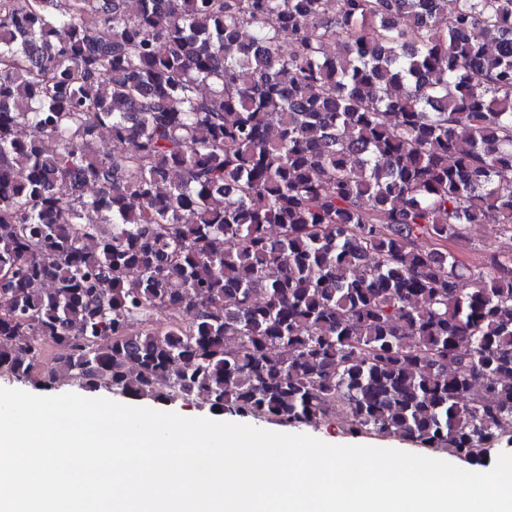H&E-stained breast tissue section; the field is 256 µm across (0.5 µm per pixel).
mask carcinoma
<instances>
[{"instance_id":"cac0c4a2","label":"carcinoma","mask_w":512,"mask_h":512,"mask_svg":"<svg viewBox=\"0 0 512 512\" xmlns=\"http://www.w3.org/2000/svg\"><path fill=\"white\" fill-rule=\"evenodd\" d=\"M325 2L0 0V377L509 450L512 0ZM448 249L455 251L460 262L472 270H486L493 258L512 256V239L504 236L496 224H472L466 239L448 242Z\"/></svg>"}]
</instances>
